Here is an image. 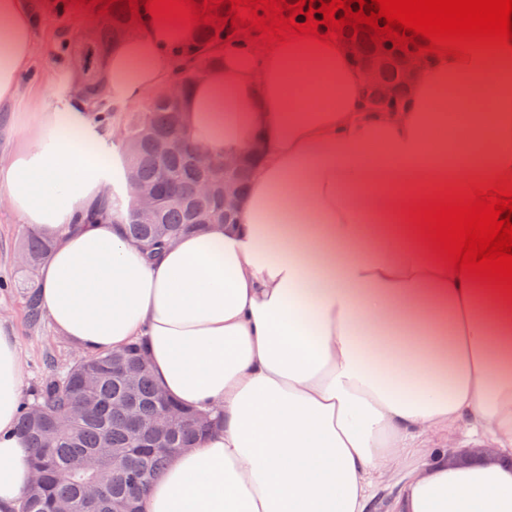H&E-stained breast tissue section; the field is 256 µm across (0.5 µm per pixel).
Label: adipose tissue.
<instances>
[{"label":"adipose tissue","mask_w":512,"mask_h":512,"mask_svg":"<svg viewBox=\"0 0 512 512\" xmlns=\"http://www.w3.org/2000/svg\"><path fill=\"white\" fill-rule=\"evenodd\" d=\"M28 0H0V108L13 147L0 199L52 238L40 302L75 345L143 342L175 401L220 411L223 426L170 458L142 512H512V304L446 273L402 203L447 187L512 179V47L421 56L404 104L366 105L342 47L310 40L222 61L184 99L187 139L212 156L261 144L233 223L181 237L160 260L121 225L84 223L127 207L112 133L74 93L22 99L32 54ZM180 23L141 27L112 51L111 101L133 104L169 82ZM469 101L465 130L446 131ZM20 346L0 324V512L31 473L17 431ZM483 448L473 464L438 437ZM419 464L403 467L413 449Z\"/></svg>","instance_id":"1"}]
</instances>
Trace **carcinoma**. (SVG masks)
Returning a JSON list of instances; mask_svg holds the SVG:
<instances>
[{
    "label": "carcinoma",
    "instance_id": "obj_1",
    "mask_svg": "<svg viewBox=\"0 0 512 512\" xmlns=\"http://www.w3.org/2000/svg\"><path fill=\"white\" fill-rule=\"evenodd\" d=\"M129 0L108 5L87 34L66 45L71 66L78 74L80 98L89 105L94 120L104 128L112 125V108L107 99L105 71L117 33L131 20ZM228 29L220 33L200 28L189 52L196 56L193 65L182 64L177 72L186 76L183 92L220 63V56L208 51L224 42ZM183 99L171 101L151 98L139 112L123 121L122 130L135 149L121 145L128 160L130 181L160 183L167 195L166 204L148 220L135 207L116 215L126 238L157 257L177 237L202 230L208 207L198 197L200 173L192 166L190 153L195 145L181 133ZM173 135L178 146L161 166L155 141ZM51 249V241L25 233L22 255L27 258L20 287L27 289L30 317L39 321L38 269ZM146 356L142 342L134 341L120 350L87 352L72 364L54 369L37 386L32 401L22 407L17 430L32 449L31 467L43 464V453L50 449V465L42 482L28 488L18 512H50V504L66 500L74 512H121L139 500L150 482L166 467L179 448H191L221 426V415L185 408L174 400L181 428L158 442L155 448H140L141 441L128 429V412L140 424L149 426L162 412L157 398L158 384L151 369H145L136 383L127 385L121 371ZM140 451H135V448Z\"/></svg>",
    "mask_w": 512,
    "mask_h": 512
}]
</instances>
